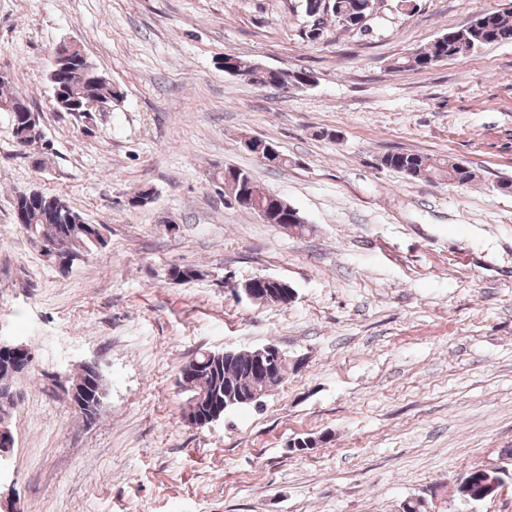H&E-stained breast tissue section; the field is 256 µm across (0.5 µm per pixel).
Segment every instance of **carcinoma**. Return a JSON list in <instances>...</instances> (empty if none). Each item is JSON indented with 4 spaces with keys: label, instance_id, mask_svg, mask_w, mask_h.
<instances>
[{
    "label": "carcinoma",
    "instance_id": "carcinoma-1",
    "mask_svg": "<svg viewBox=\"0 0 512 512\" xmlns=\"http://www.w3.org/2000/svg\"><path fill=\"white\" fill-rule=\"evenodd\" d=\"M367 2L368 0H302L306 17L317 29L315 35L302 31V38L309 43L316 42L318 34L326 32L325 18L328 16L336 21L337 27L345 31L352 30L348 19L364 10ZM501 43H512V13L494 10L489 14L478 15L463 27V35L459 36L456 30L450 29L410 54L395 58L393 66L398 70H426L440 62L474 55L488 45ZM224 64L237 69L250 82L262 87L302 86L312 81V76L303 71L263 69L256 65L245 67L234 55L224 56ZM57 83L61 88V99L65 101L80 94L112 97L118 95V91L114 90L107 78L93 84L84 82L81 75L74 74L57 80ZM15 140L22 147L43 143V130L39 122H33L30 131L21 137H15ZM381 166L413 178L427 180L456 179L463 184H469L475 178L474 170L463 162L413 152L387 153L381 158ZM224 182L227 183L229 192L246 197V202L250 203L248 210H254L255 202L264 206L266 223L278 224L292 230H304L305 221L298 211L283 203L277 208L274 207L273 192L257 183L249 172L226 166ZM56 207L62 209L60 218L49 224L39 220L40 210ZM15 208L25 214L26 223L20 225V228L32 240L42 243L60 256H71L76 260L85 252L99 251L107 246L105 237L93 235L92 225L57 196L42 193L38 205L35 206L28 201L26 192L20 191L15 197ZM202 275V270L194 266L172 265L168 269V276L173 281L195 280ZM190 368L194 369L193 377L179 382L186 394V404L199 412H209L215 408L221 417L226 413L224 387L234 386L244 390L253 380L252 364L246 350L199 352L183 366L185 370ZM29 371L30 365L25 357L0 356V401L18 398L14 391L15 380ZM509 479L512 480V469L504 466L493 471L472 468L463 474L457 492L460 498L473 501L483 497L490 489L499 491Z\"/></svg>",
    "mask_w": 512,
    "mask_h": 512
}]
</instances>
